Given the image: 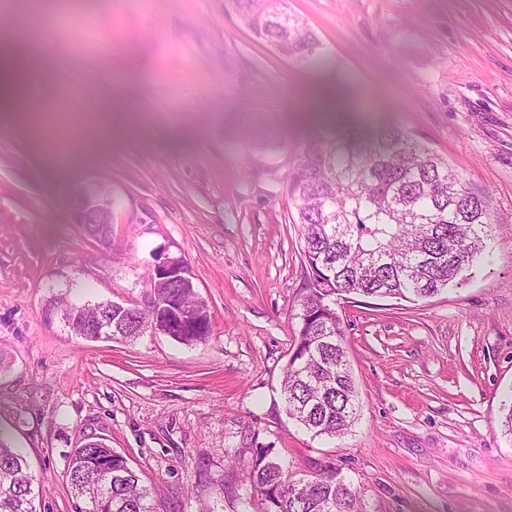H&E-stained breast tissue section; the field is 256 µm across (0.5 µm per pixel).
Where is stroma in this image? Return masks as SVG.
I'll return each instance as SVG.
<instances>
[{"label":"stroma","mask_w":512,"mask_h":512,"mask_svg":"<svg viewBox=\"0 0 512 512\" xmlns=\"http://www.w3.org/2000/svg\"><path fill=\"white\" fill-rule=\"evenodd\" d=\"M286 6L321 65L279 57L228 0H44L27 110L0 112V432L37 512H74L67 466L88 440L159 485L157 512H246L258 448L337 468L367 512H512V0ZM27 7L0 0V40L25 50ZM319 122L399 127L497 218L461 284L338 300L360 403L340 438L290 420L281 392L311 275L287 177ZM98 179L108 248L71 220L73 187ZM162 252L194 274L205 340L86 341L47 320L64 291L139 297Z\"/></svg>","instance_id":"obj_1"}]
</instances>
